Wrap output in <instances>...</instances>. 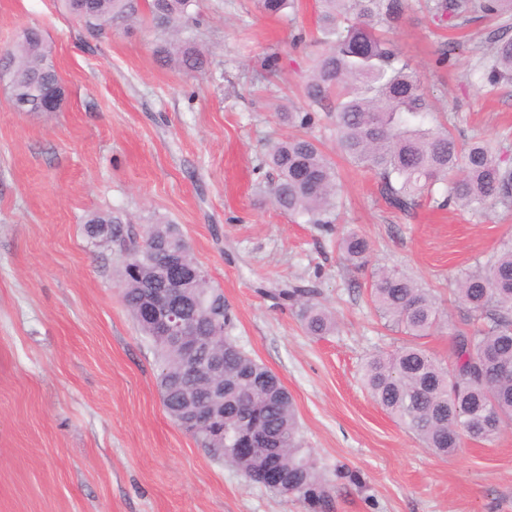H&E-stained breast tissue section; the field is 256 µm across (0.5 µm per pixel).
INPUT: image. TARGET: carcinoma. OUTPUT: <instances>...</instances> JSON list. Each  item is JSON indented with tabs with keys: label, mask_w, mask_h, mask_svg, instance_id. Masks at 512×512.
Wrapping results in <instances>:
<instances>
[{
	"label": "carcinoma",
	"mask_w": 512,
	"mask_h": 512,
	"mask_svg": "<svg viewBox=\"0 0 512 512\" xmlns=\"http://www.w3.org/2000/svg\"><path fill=\"white\" fill-rule=\"evenodd\" d=\"M67 10L100 38L104 28L140 18L147 9L151 25L171 36L157 49L161 64L187 74L202 73L207 56L187 34L197 0H64ZM317 30L324 46L304 85L313 105L336 99L334 124L343 155L352 164L374 173L388 204L415 208L422 197L434 198V187L444 186L443 198L480 213L501 205L512 207V167L503 164L504 149L484 139L467 149L458 147L447 127H425L433 106L415 70L388 36L410 0H317ZM423 8L437 25H467L480 18L500 21L501 34L477 55L471 67L479 87L512 83V0H423ZM7 80L12 100L31 103L39 111L45 84L60 77L50 50L36 30L16 41L8 52ZM288 122L301 128L277 142L265 163L273 171L268 194L275 207L307 218L309 224H329L338 193L336 166L318 141L306 133L313 126L311 112L288 113ZM117 215L97 216L89 233L108 242L119 241L128 265L122 266L123 302L129 312L140 306L144 285L156 282L159 270L149 242L157 241L184 254L195 266L178 227L150 224L143 235L122 234ZM346 261L365 265L367 240L356 233L339 243ZM203 311L195 315L202 325L222 329L224 336V413L242 415L259 410L261 432L279 436L280 461L288 473L291 495L324 512L330 492L312 455L302 448L294 401L279 378L251 358L229 336L232 314L221 289L201 279L192 288ZM454 294L472 321L473 330L456 335V363L450 369L418 344H405L388 356L374 355L364 367L363 383L372 399L403 423L433 452H454L462 437L490 442L512 424V243L503 246L455 281ZM315 291L291 288L283 299L299 306L306 331L325 335L336 329L332 314L314 298ZM371 302L388 325L414 338L430 334L440 310L428 289L395 271L378 270L371 276ZM140 331L158 356V381L176 384L163 400L168 415L179 421L207 400L194 385L178 349L153 334L141 321ZM237 434L224 424L223 460L255 480L261 459L233 455Z\"/></svg>",
	"instance_id": "cac0c4a2"
}]
</instances>
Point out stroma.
Masks as SVG:
<instances>
[{"instance_id":"35a3bbf8","label":"stroma","mask_w":512,"mask_h":512,"mask_svg":"<svg viewBox=\"0 0 512 512\" xmlns=\"http://www.w3.org/2000/svg\"><path fill=\"white\" fill-rule=\"evenodd\" d=\"M197 12L209 66L192 76L159 64L149 21L100 38L62 0H0V52L41 30L66 88L59 111L30 115L0 84V512H309L214 459L165 412L155 350L122 303L119 245L86 231L112 212L128 233L179 225L224 292L233 338L293 397L329 512H512V429L441 457L362 383L370 356L410 341L376 313L372 271L430 289L444 320L418 343L451 363L466 328L454 281L512 239V209L392 208L341 154L328 101L312 133L336 165V222L282 213L263 159L291 131L280 112L311 107L319 48L294 38L315 35L316 0L278 16L256 0H198ZM497 29L480 19L449 31L414 7L391 32L462 147L481 137L512 150V84L486 92L470 76ZM350 232L370 245L364 267L337 247ZM293 287L317 289L333 332H305L280 296Z\"/></svg>"}]
</instances>
